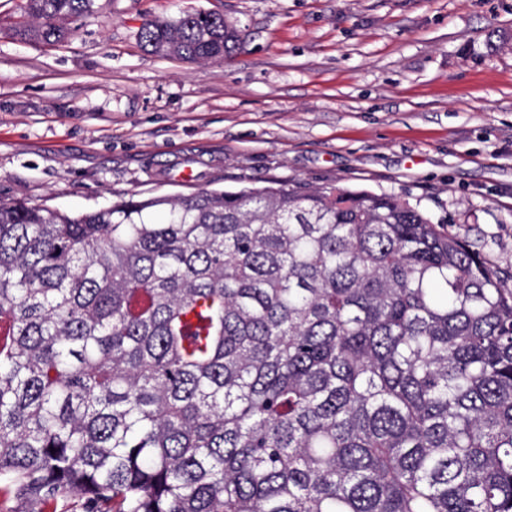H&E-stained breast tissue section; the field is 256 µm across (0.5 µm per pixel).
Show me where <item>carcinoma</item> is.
Returning <instances> with one entry per match:
<instances>
[{"label":"carcinoma","instance_id":"cac0c4a2","mask_svg":"<svg viewBox=\"0 0 512 512\" xmlns=\"http://www.w3.org/2000/svg\"><path fill=\"white\" fill-rule=\"evenodd\" d=\"M95 2L23 0L13 35L64 43ZM138 38L241 35L196 10ZM0 483L27 512H512V284L395 194L0 196Z\"/></svg>","mask_w":512,"mask_h":512}]
</instances>
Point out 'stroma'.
Wrapping results in <instances>:
<instances>
[{
  "label": "stroma",
  "mask_w": 512,
  "mask_h": 512,
  "mask_svg": "<svg viewBox=\"0 0 512 512\" xmlns=\"http://www.w3.org/2000/svg\"><path fill=\"white\" fill-rule=\"evenodd\" d=\"M193 9L238 28L230 58L139 46L146 19ZM22 19L0 0V196L393 193L512 274V0H96L54 46L13 38Z\"/></svg>",
  "instance_id": "stroma-1"
}]
</instances>
